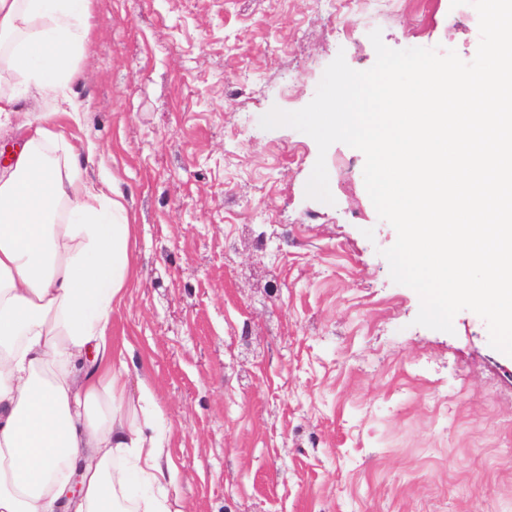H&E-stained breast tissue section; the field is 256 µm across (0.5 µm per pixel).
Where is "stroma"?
<instances>
[{"mask_svg":"<svg viewBox=\"0 0 512 512\" xmlns=\"http://www.w3.org/2000/svg\"><path fill=\"white\" fill-rule=\"evenodd\" d=\"M89 23L64 133L130 211L112 339L156 396L174 512H512V356L469 310L415 325L360 150L329 147L330 205L305 192L315 141L260 126L337 55L371 68L376 29L473 60L478 16L392 0L340 32L315 0H91Z\"/></svg>","mask_w":512,"mask_h":512,"instance_id":"1","label":"stroma"}]
</instances>
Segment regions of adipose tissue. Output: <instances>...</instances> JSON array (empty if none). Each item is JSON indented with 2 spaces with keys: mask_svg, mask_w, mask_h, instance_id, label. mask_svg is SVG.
<instances>
[{
  "mask_svg": "<svg viewBox=\"0 0 512 512\" xmlns=\"http://www.w3.org/2000/svg\"><path fill=\"white\" fill-rule=\"evenodd\" d=\"M91 0H0V46L23 87L0 93L22 150L0 169V512H171L155 394L129 398L112 313L131 281L132 226L94 145L43 152L82 106L66 91ZM54 95V111L40 98Z\"/></svg>",
  "mask_w": 512,
  "mask_h": 512,
  "instance_id": "adipose-tissue-1",
  "label": "adipose tissue"
}]
</instances>
